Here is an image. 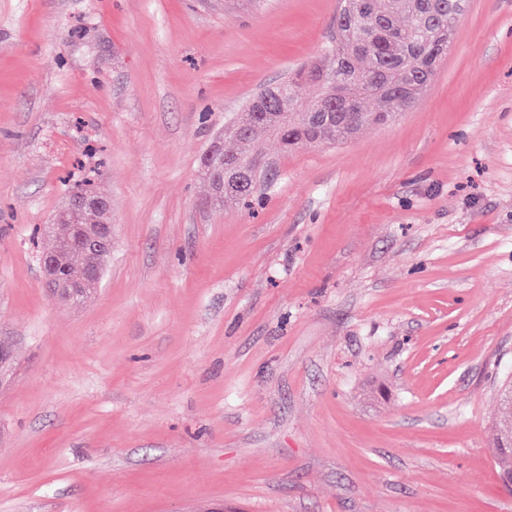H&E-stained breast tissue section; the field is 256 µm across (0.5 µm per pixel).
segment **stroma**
I'll return each instance as SVG.
<instances>
[{"label": "stroma", "instance_id": "stroma-1", "mask_svg": "<svg viewBox=\"0 0 512 512\" xmlns=\"http://www.w3.org/2000/svg\"><path fill=\"white\" fill-rule=\"evenodd\" d=\"M338 0H0V512H512V0L386 127L206 205L201 157ZM112 203L99 285L42 235ZM88 207L109 213L111 203L93 195H71L62 214L71 212L72 222L63 224L61 216L48 224L59 246L53 252L41 254L39 261L48 288L60 300H76L87 288L98 285L105 269V258L112 251V224L102 223L108 219L103 213L91 211L97 216L96 224L79 222V216L84 214L82 210ZM71 251L79 252L83 258L76 271L60 259L62 254ZM501 401L504 410L503 422H501L500 432L494 441L496 466L500 474L505 469L512 468V453L508 451V448H512V387L510 384L503 387ZM497 448H506V451L498 452Z\"/></svg>", "mask_w": 512, "mask_h": 512}]
</instances>
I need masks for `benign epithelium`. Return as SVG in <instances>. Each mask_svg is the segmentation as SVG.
Listing matches in <instances>:
<instances>
[{
	"label": "benign epithelium",
	"mask_w": 512,
	"mask_h": 512,
	"mask_svg": "<svg viewBox=\"0 0 512 512\" xmlns=\"http://www.w3.org/2000/svg\"><path fill=\"white\" fill-rule=\"evenodd\" d=\"M94 208L108 213L111 203L105 198L93 195H72L64 211L73 214V220L65 224L58 217L50 225V232L58 242L52 252L40 256L46 284L53 296L64 301L79 298L88 288H93L101 281L105 269V258L112 251V224H82L79 216L84 209ZM76 251L83 258L82 265L74 270L66 265L60 256Z\"/></svg>",
	"instance_id": "obj_1"
}]
</instances>
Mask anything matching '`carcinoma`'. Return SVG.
Here are the masks:
<instances>
[{"instance_id":"obj_1","label":"carcinoma","mask_w":512,"mask_h":512,"mask_svg":"<svg viewBox=\"0 0 512 512\" xmlns=\"http://www.w3.org/2000/svg\"><path fill=\"white\" fill-rule=\"evenodd\" d=\"M433 13L441 16V28L428 36L423 25L422 11L417 0H368L370 10L354 17L349 27L336 29V40L328 44L321 56L293 70L289 77L266 87L252 97L243 112L224 128V140L233 148L224 154L234 156L244 169L250 168L259 153L254 149V137L239 134V127L250 122L253 112H270L266 129L270 130L281 154L293 152L302 145L312 144L307 133L311 112L318 102L333 91L342 92V111L358 113L359 126L374 125V114L390 113L395 119L409 109L433 81L437 62L448 53V28L456 27L463 15V6L455 0H422ZM401 43L409 59L416 61L408 72L392 64L396 43ZM307 86L318 89V95L307 104L301 103ZM254 186L242 179L240 188L215 198L214 207L228 200L245 197ZM504 415L499 434L494 441L496 466L499 471L512 468V386L501 392Z\"/></svg>"}]
</instances>
